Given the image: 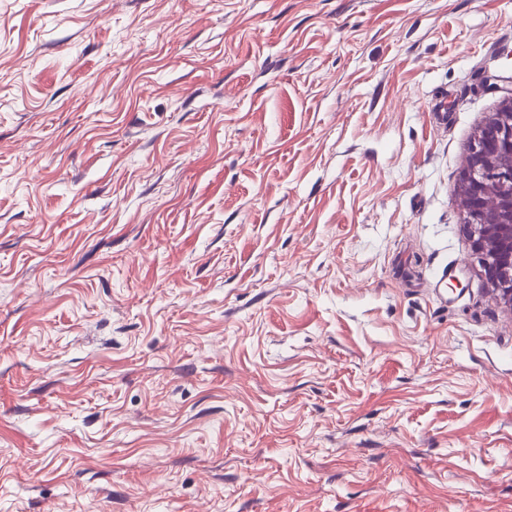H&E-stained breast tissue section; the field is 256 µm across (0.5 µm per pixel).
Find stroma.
<instances>
[{
  "mask_svg": "<svg viewBox=\"0 0 512 512\" xmlns=\"http://www.w3.org/2000/svg\"><path fill=\"white\" fill-rule=\"evenodd\" d=\"M511 95L512 0H0V512H512ZM467 150L462 223L487 283L512 312V97L489 113Z\"/></svg>",
  "mask_w": 512,
  "mask_h": 512,
  "instance_id": "obj_1",
  "label": "stroma"
}]
</instances>
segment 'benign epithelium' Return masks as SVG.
<instances>
[{
	"label": "benign epithelium",
	"mask_w": 512,
	"mask_h": 512,
	"mask_svg": "<svg viewBox=\"0 0 512 512\" xmlns=\"http://www.w3.org/2000/svg\"><path fill=\"white\" fill-rule=\"evenodd\" d=\"M460 187L472 254L499 301L512 311V97L474 132Z\"/></svg>",
	"instance_id": "7a95c632"
}]
</instances>
